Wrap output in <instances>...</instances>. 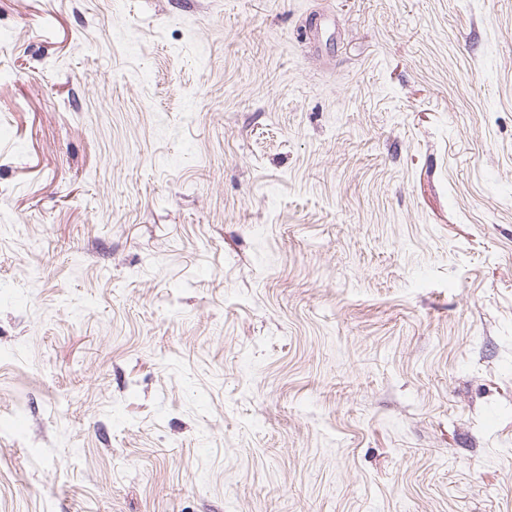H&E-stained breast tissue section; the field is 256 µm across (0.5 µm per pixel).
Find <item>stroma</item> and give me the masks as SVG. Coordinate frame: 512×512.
<instances>
[{
	"mask_svg": "<svg viewBox=\"0 0 512 512\" xmlns=\"http://www.w3.org/2000/svg\"><path fill=\"white\" fill-rule=\"evenodd\" d=\"M0 512H512V0H0Z\"/></svg>",
	"mask_w": 512,
	"mask_h": 512,
	"instance_id": "obj_1",
	"label": "stroma"
}]
</instances>
